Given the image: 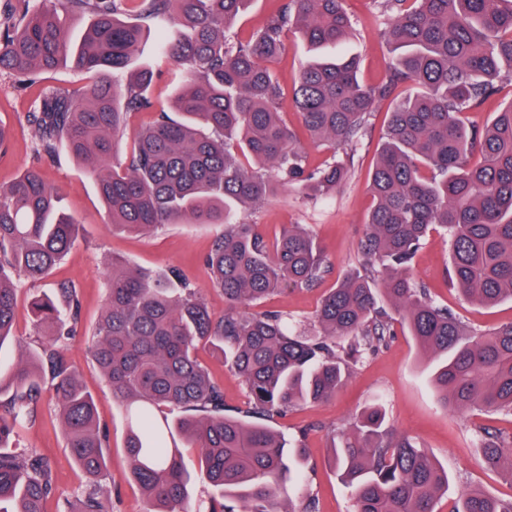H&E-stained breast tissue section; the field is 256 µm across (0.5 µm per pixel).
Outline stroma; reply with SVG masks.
I'll list each match as a JSON object with an SVG mask.
<instances>
[{"instance_id": "1", "label": "stroma", "mask_w": 512, "mask_h": 512, "mask_svg": "<svg viewBox=\"0 0 512 512\" xmlns=\"http://www.w3.org/2000/svg\"><path fill=\"white\" fill-rule=\"evenodd\" d=\"M343 5L354 20L355 32L346 42L328 47L327 52L358 56L363 82L376 84L395 58L380 36L384 19L370 0H344ZM284 44L283 53L271 68L289 87L298 79L311 54L297 33H287ZM34 100L33 89L24 87L17 75L0 74V124L12 132L8 151L0 152V184L10 183L25 169H38L47 183L59 188L66 210L80 221L81 228L66 257L44 278L17 282L15 332L29 344L40 342L41 331L30 308L32 297L52 292L62 284L76 285L80 315L64 356L94 395L101 425L108 436V471L101 486L112 502V512H143L144 501L131 479L125 453L129 416L124 406L113 401L90 352L93 330L105 304L106 275L116 256L135 268L178 269L198 287L209 311L222 315L224 295L209 286L203 260L224 227L184 223L168 224L145 234L112 230L95 184L82 165L64 152L50 158L37 151L26 122ZM387 108V103L378 105L372 133L354 155L352 176L335 196L314 202L287 188L262 207L241 215L242 220L256 224L269 240L285 226L306 225L325 249L330 272L324 280L308 290L282 291L260 304L261 309L286 315L295 329L309 326L322 295L336 287L362 259L365 218L372 205L367 174L376 157ZM448 267V244L443 235L431 232L414 258L411 277L429 288L437 302L447 305L475 328L489 329L512 321L510 301L484 308L464 300L449 281ZM199 355L212 378L223 386L225 404L244 407L246 392L225 366L222 353L205 348ZM375 403L385 407L390 425L416 438L447 469L448 492L439 504L441 512H446L448 505L469 487L481 488L499 499H512V483L486 468L474 438L475 431L480 429L494 435H512V415L445 410L431 381L428 357L402 330L381 350L354 365L335 398L298 406L287 417L275 421V428L286 435L304 434L307 446L302 464L303 483L298 487L284 486L282 498L295 500L311 493L319 499L320 512H351L349 495L332 466L328 435ZM13 445L37 453L52 465L54 492L47 502V512H58L63 503L81 498L85 479L65 444L51 384H44L33 420L16 427Z\"/></svg>"}]
</instances>
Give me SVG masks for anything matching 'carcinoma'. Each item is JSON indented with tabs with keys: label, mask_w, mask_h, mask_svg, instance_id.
<instances>
[{
	"label": "carcinoma",
	"mask_w": 512,
	"mask_h": 512,
	"mask_svg": "<svg viewBox=\"0 0 512 512\" xmlns=\"http://www.w3.org/2000/svg\"><path fill=\"white\" fill-rule=\"evenodd\" d=\"M251 0H70L89 21L80 43L61 26L55 0H4L0 72L39 77L71 65L87 75L77 91L40 86L27 120L38 150L76 157L93 179L112 228L144 233L166 224H222L205 265L224 292L214 316L171 269L153 273L112 258L106 303L91 353L113 397L135 413L125 441L144 512H189L192 477L181 447L197 450L199 472L224 489L205 512H319L311 494L280 498L300 479L299 439L266 421L328 400L351 363L377 351L405 326L419 350L437 359L433 383L443 407L512 414V321L471 328L408 269L432 228L443 230L450 278L467 300L512 302V102L478 126L471 114L512 82V0H373L385 18L382 37L398 51L384 80L363 86L355 57L309 62L291 100L310 136L331 151L310 167L293 146L278 110L284 88L268 63L294 30L313 48L353 35L343 0H283L245 40L231 34ZM185 77L174 111L159 110L118 158L127 116L152 108L154 68ZM414 81L425 91L397 97ZM390 102L376 163L368 175L374 206L363 259L324 297L316 331L296 333L286 317L245 313L285 289H310L329 273L310 230L293 224L268 243L256 225L229 220L233 207L261 205L284 188L309 199L335 194L351 177L341 153L371 130L375 104ZM480 161L470 165L468 155ZM80 223L61 207L60 191L35 170L0 186V349L18 357L0 375V512H44L50 465L9 447L16 425L33 413L41 381L54 382L66 445L91 491L61 512H111L101 489L106 434L96 403L65 362V337L78 320L79 291L64 285L34 298L43 328L34 351L13 334L15 281L44 277L76 240ZM213 345L247 393L229 411L224 387L199 359ZM485 465L512 483V439L477 433ZM333 466L354 512H437L448 472L386 424L380 405L333 436ZM448 512H512V500L470 487Z\"/></svg>",
	"instance_id": "cac0c4a2"
}]
</instances>
